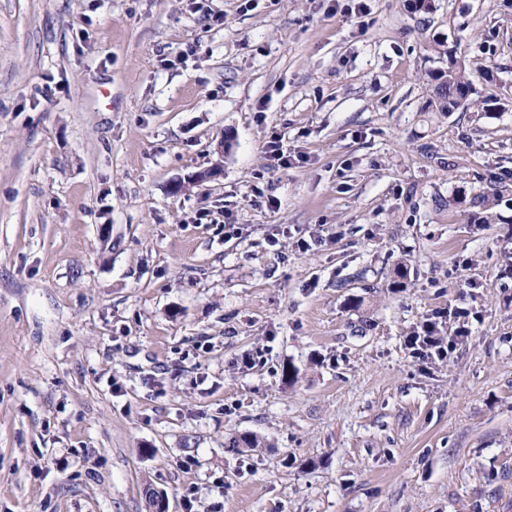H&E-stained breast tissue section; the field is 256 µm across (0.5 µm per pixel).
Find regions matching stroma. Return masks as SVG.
Instances as JSON below:
<instances>
[{"label":"stroma","mask_w":512,"mask_h":512,"mask_svg":"<svg viewBox=\"0 0 512 512\" xmlns=\"http://www.w3.org/2000/svg\"><path fill=\"white\" fill-rule=\"evenodd\" d=\"M350 4L0 0V512H512V0ZM434 91V107L437 112H455L459 108H470L474 103L475 88L465 65L448 53L446 67L429 74Z\"/></svg>","instance_id":"obj_1"}]
</instances>
